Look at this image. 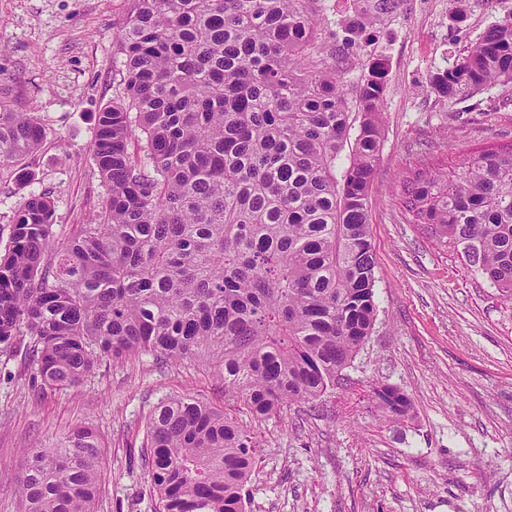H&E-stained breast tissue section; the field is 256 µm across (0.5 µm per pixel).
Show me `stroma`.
I'll return each mask as SVG.
<instances>
[{
  "label": "stroma",
  "mask_w": 512,
  "mask_h": 512,
  "mask_svg": "<svg viewBox=\"0 0 512 512\" xmlns=\"http://www.w3.org/2000/svg\"><path fill=\"white\" fill-rule=\"evenodd\" d=\"M127 0H0V84L37 113L47 137L19 176L0 177V251L15 207L54 202L66 244L106 194L92 157L97 115L115 93L114 38ZM512 16V0H395L355 35L347 80L384 61L383 147L367 210L377 319L348 382L252 427L260 442L246 512H512V305L452 248L403 216L399 184L418 152L457 170L472 152L512 142V95H439L433 79ZM21 352H0V512H25L17 475L75 428L104 454L94 512H158L142 446L154 408L191 396L223 407L201 360L143 354L101 363L69 389H43ZM413 403L404 422L371 398L376 382Z\"/></svg>",
  "instance_id": "1"
}]
</instances>
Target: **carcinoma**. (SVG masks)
I'll list each match as a JSON object with an SVG mask.
<instances>
[{
	"mask_svg": "<svg viewBox=\"0 0 512 512\" xmlns=\"http://www.w3.org/2000/svg\"><path fill=\"white\" fill-rule=\"evenodd\" d=\"M317 0H128L120 80L97 117L100 210L56 244L45 194L19 204L0 254V346L23 348L43 388L78 384L102 360H205L224 396L262 421L343 385L376 321L367 202L383 145L385 72L344 84L351 42L328 36ZM393 0H370L371 27ZM454 99L512 94V18L437 74ZM348 162L337 169L352 127ZM46 130L0 86V174ZM404 212L512 300V144L453 176L422 151ZM396 420L411 400L377 384ZM145 466L160 512H244L254 434L229 406L158 405ZM102 445L81 429L18 475L27 512H93Z\"/></svg>",
	"mask_w": 512,
	"mask_h": 512,
	"instance_id": "carcinoma-1",
	"label": "carcinoma"
}]
</instances>
